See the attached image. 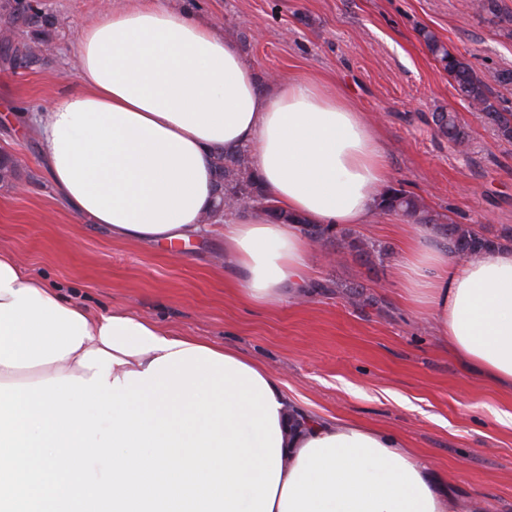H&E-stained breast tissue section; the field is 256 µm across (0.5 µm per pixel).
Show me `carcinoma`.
Wrapping results in <instances>:
<instances>
[{
	"instance_id": "obj_1",
	"label": "carcinoma",
	"mask_w": 512,
	"mask_h": 512,
	"mask_svg": "<svg viewBox=\"0 0 512 512\" xmlns=\"http://www.w3.org/2000/svg\"><path fill=\"white\" fill-rule=\"evenodd\" d=\"M476 9L498 20L503 35L512 37V16L502 12L499 0H477ZM0 17L9 27H25L36 30L43 22L40 11L28 15L22 0H0ZM421 37L437 61L454 83V88L461 100L470 106H476L482 112L483 122L491 127L495 135L512 142V109L501 105L500 97L493 91L490 82L501 86L512 85V71L499 70L487 81L479 75L471 63L463 56L451 53L448 48L430 31L421 32ZM0 59L17 68L22 63L29 67L40 62L33 45L15 40L8 36L0 38ZM432 121L439 136L448 140L456 148H464L470 142L468 128L463 124L458 113L440 110L432 113ZM213 168L222 181L224 207L233 210L239 208L261 207L276 221L301 223L297 217L288 215L284 210L271 203L266 190L256 174L251 152L247 149L220 151L213 157ZM376 211L381 214H396L411 219L419 224L433 227L446 242L448 249L465 252L472 256L489 253L500 240L512 241V228L505 227L497 236H488L467 224L453 222L446 215L431 209L424 200L408 191L402 185H389L377 194ZM305 234L310 239L322 240L336 244L355 253L358 261L372 268L373 257L378 253L376 246L343 229L307 224Z\"/></svg>"
}]
</instances>
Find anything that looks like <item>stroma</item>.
<instances>
[{
    "mask_svg": "<svg viewBox=\"0 0 512 512\" xmlns=\"http://www.w3.org/2000/svg\"><path fill=\"white\" fill-rule=\"evenodd\" d=\"M190 4L237 43L261 85L314 76L366 113L390 181L460 224L512 227V143L457 95L418 31H432L477 73L512 70V38L475 0H166ZM47 19L40 66L0 64V155L18 179L0 182V251L96 313L127 310L181 336L225 346L265 366L295 408L397 434L432 467L448 512H512V394L466 372L398 283L404 219L374 215L350 231L381 248L373 269L348 250L313 244L310 296L252 306L231 291L235 272L213 231L172 248L113 238L79 220L57 195L36 141L9 110L42 111L81 85L82 27L100 0H37ZM459 114L466 153L433 131L432 114ZM363 284L366 304L341 288Z\"/></svg>",
    "mask_w": 512,
    "mask_h": 512,
    "instance_id": "obj_1",
    "label": "stroma"
}]
</instances>
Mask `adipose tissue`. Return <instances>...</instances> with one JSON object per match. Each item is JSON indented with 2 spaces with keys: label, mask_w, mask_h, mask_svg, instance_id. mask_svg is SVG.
<instances>
[{
  "label": "adipose tissue",
  "mask_w": 512,
  "mask_h": 512,
  "mask_svg": "<svg viewBox=\"0 0 512 512\" xmlns=\"http://www.w3.org/2000/svg\"><path fill=\"white\" fill-rule=\"evenodd\" d=\"M79 90L29 118L66 205L118 238L186 241L210 232L212 157L249 147L264 188L303 224L259 208L226 212L224 254L236 287L276 307L308 287L304 224L370 223L389 173L364 113L312 77L261 91L237 46L186 7L127 0L82 29ZM406 299L472 374L512 392V243L474 257L449 252L426 225L407 235L399 265ZM125 312L94 314L64 299L0 253V383L21 370L37 380L76 376L86 352L116 358L111 377L144 372L156 358L199 346ZM282 435L272 512H448L429 464L394 434L304 414L264 367Z\"/></svg>",
  "instance_id": "adipose-tissue-1"
}]
</instances>
